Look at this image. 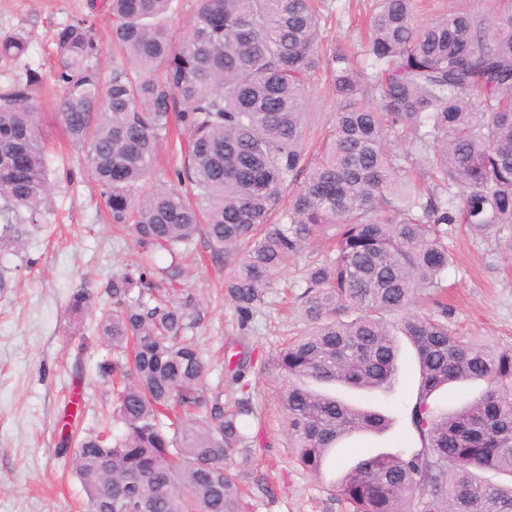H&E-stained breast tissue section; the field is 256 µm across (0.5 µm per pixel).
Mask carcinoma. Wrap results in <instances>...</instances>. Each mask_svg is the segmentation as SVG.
Listing matches in <instances>:
<instances>
[{
    "label": "carcinoma",
    "mask_w": 512,
    "mask_h": 512,
    "mask_svg": "<svg viewBox=\"0 0 512 512\" xmlns=\"http://www.w3.org/2000/svg\"><path fill=\"white\" fill-rule=\"evenodd\" d=\"M103 8L108 42L92 15L57 31L56 115L85 152L111 224L171 263L112 274V307L95 316L112 354L100 371L117 377L122 431L88 433L69 458L85 512H243L227 461H247L252 443L246 361L206 384L202 301L175 285L177 259L198 235L215 264L232 265L224 292L243 326L289 256L314 238L335 242L305 269L306 333L278 355L288 436L307 470L320 472L343 442L388 427L383 415L309 383L387 394L399 371L394 336L411 342L420 447L358 459L336 486L351 512H512V486L478 477L512 476V350L461 336L445 306L419 304L448 272V227L512 224V0L488 17L450 10L425 23L415 0H377L361 68L342 49L322 53L314 0H198L179 43L169 28L179 0H104ZM107 46L120 62L103 87ZM25 51L23 35L0 36V56ZM322 69L339 107L311 161L304 92ZM39 83L31 69L0 88V247L16 253L51 196ZM173 120L182 132L171 144L175 180L145 192ZM398 126L414 130L436 191L423 194L404 175L407 156L388 148ZM465 380L485 390L456 412L429 401ZM414 499L418 508L406 509Z\"/></svg>",
    "instance_id": "obj_1"
}]
</instances>
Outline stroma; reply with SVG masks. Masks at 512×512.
I'll list each match as a JSON object with an SVG mask.
<instances>
[{
	"label": "stroma",
	"mask_w": 512,
	"mask_h": 512,
	"mask_svg": "<svg viewBox=\"0 0 512 512\" xmlns=\"http://www.w3.org/2000/svg\"><path fill=\"white\" fill-rule=\"evenodd\" d=\"M92 0H0V35L22 33L27 51L0 58V85L32 68L43 76L36 95L50 154L53 202L40 225L29 227L26 248L0 257V274L13 286L0 293V512H82L85 494L71 474L68 449L88 431L112 425V380L99 370L107 351L91 316H77L70 299L89 288L95 305L107 303L113 272L141 263L131 236L116 234L103 215L99 190L89 178L83 153L70 146L52 111L54 35L58 27L88 14ZM374 0H319L328 21L323 50L358 54L364 22ZM305 144L316 154L335 117L336 97L326 72L305 90ZM322 240L286 262L281 292L248 326H240L225 298V269L196 240L195 259L177 280L204 300L198 330L215 366L245 356V391L255 407L256 440L248 462L233 458L245 512H349L335 492L343 475L365 454L416 445L409 413L419 390V367L405 337H398L399 375L388 395L335 387L346 401L372 407L390 421L385 432L359 437L336 449L320 473L303 469L294 457L279 398L282 376L276 355L285 339L303 333L296 296L304 290L306 265L323 250ZM453 262L443 301L448 322L461 334L512 348V224L482 234L458 224L448 234Z\"/></svg>",
	"instance_id": "35a3bbf8"
}]
</instances>
